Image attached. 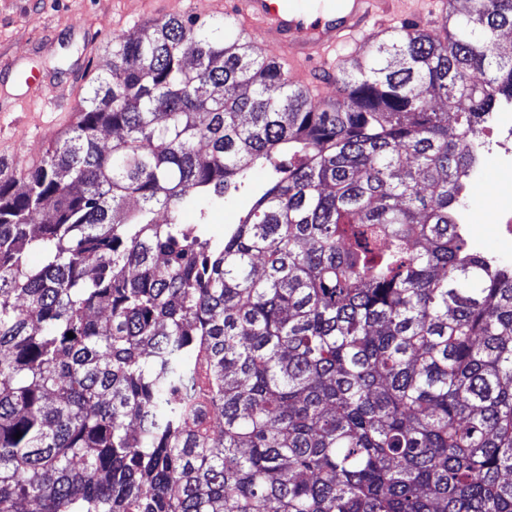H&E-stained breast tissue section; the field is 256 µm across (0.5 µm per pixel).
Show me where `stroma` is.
I'll return each mask as SVG.
<instances>
[{"label": "stroma", "instance_id": "obj_1", "mask_svg": "<svg viewBox=\"0 0 512 512\" xmlns=\"http://www.w3.org/2000/svg\"><path fill=\"white\" fill-rule=\"evenodd\" d=\"M176 0H0V120L10 124L13 151L0 155L8 165L38 162L78 120V111L51 112L26 105L24 82L30 72L46 79L45 96L57 94L76 73L75 99H82L104 74L113 37L135 30L141 17L163 21ZM512 195V170L493 168L486 186H470L472 245L489 256L512 254V236L496 221L503 195Z\"/></svg>", "mask_w": 512, "mask_h": 512}]
</instances>
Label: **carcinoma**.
Instances as JSON below:
<instances>
[{"label":"carcinoma","mask_w":512,"mask_h":512,"mask_svg":"<svg viewBox=\"0 0 512 512\" xmlns=\"http://www.w3.org/2000/svg\"><path fill=\"white\" fill-rule=\"evenodd\" d=\"M510 30L448 0L323 107L231 14L113 37L0 168V512H512V264L463 223ZM253 202L252 197L242 194L226 198L223 208H215L208 215L211 231L216 235H221L224 232V226L239 223Z\"/></svg>","instance_id":"cac0c4a2"}]
</instances>
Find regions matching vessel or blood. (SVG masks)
<instances>
[{
    "label": "vessel or blood",
    "mask_w": 512,
    "mask_h": 512,
    "mask_svg": "<svg viewBox=\"0 0 512 512\" xmlns=\"http://www.w3.org/2000/svg\"><path fill=\"white\" fill-rule=\"evenodd\" d=\"M245 33L261 32L275 44L276 61L287 63L309 95L322 99L317 79L326 69L331 51L343 44H361L384 31L389 19L402 10L403 0H341L327 5L309 0H234Z\"/></svg>",
    "instance_id": "vessel-or-blood-1"
}]
</instances>
